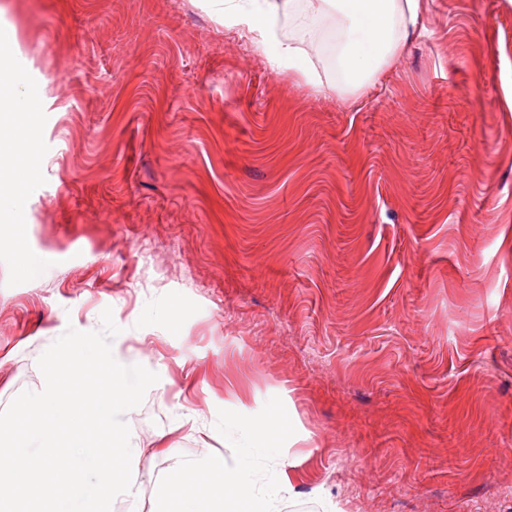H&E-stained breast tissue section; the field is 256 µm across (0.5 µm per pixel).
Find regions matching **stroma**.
Segmentation results:
<instances>
[{
	"mask_svg": "<svg viewBox=\"0 0 512 512\" xmlns=\"http://www.w3.org/2000/svg\"><path fill=\"white\" fill-rule=\"evenodd\" d=\"M0 3L48 255L0 251V410L109 307L159 376L119 512L273 413L272 512H512V0H421L367 88L320 95L207 0Z\"/></svg>",
	"mask_w": 512,
	"mask_h": 512,
	"instance_id": "1",
	"label": "stroma"
}]
</instances>
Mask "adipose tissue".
Here are the masks:
<instances>
[{
  "label": "adipose tissue",
  "mask_w": 512,
  "mask_h": 512,
  "mask_svg": "<svg viewBox=\"0 0 512 512\" xmlns=\"http://www.w3.org/2000/svg\"><path fill=\"white\" fill-rule=\"evenodd\" d=\"M213 0L218 12L252 34V42L280 70L299 75L322 89L311 66L312 49L319 43L313 25L325 12L336 14L339 41L336 62L344 81L364 88L371 78L397 56L419 20V0ZM0 150L10 156L11 167L0 172V247H9L24 274H41L43 256L25 244L23 226L15 214L25 205V186L40 168L38 151L39 105L16 69L14 47L0 32ZM240 456L228 462L223 454L203 466L188 465L159 486L162 512H200L204 501L220 504L222 512H264L245 478L251 459L277 454L278 443L264 432L241 434Z\"/></svg>",
  "instance_id": "1"
}]
</instances>
